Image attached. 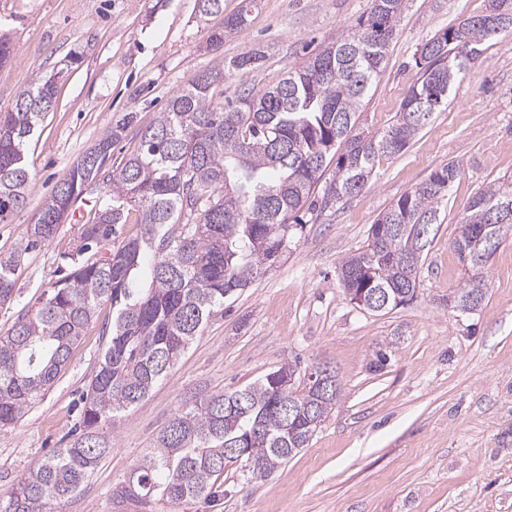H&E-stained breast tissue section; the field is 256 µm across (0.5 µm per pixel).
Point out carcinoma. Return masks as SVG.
Masks as SVG:
<instances>
[{
    "mask_svg": "<svg viewBox=\"0 0 512 512\" xmlns=\"http://www.w3.org/2000/svg\"><path fill=\"white\" fill-rule=\"evenodd\" d=\"M406 2L371 0L368 17L352 32L263 91L246 82L264 53L219 60L177 90L152 125L138 129L140 149L106 179L110 203L82 225L69 272L0 336L2 428L53 385L97 309L112 308L108 340L82 393L79 431L0 495V512H57L111 451L104 429L112 419L143 401L208 322L224 313L225 300L288 251L316 186L324 183L327 202L359 194L379 157L405 151L434 114L447 109L478 46L512 32V0H488L484 12L423 44L415 58L420 76L392 124L371 135L358 132L354 117L384 67ZM253 8V0H241L224 26L211 30L208 46L220 48L224 33L245 25ZM231 76L239 77L242 90L226 100L221 87ZM56 78H37L13 107L0 110L1 222L27 204V146L54 109ZM134 124L130 112L68 169L31 225L35 240L54 238ZM458 175L455 163L440 166L379 216L364 249L339 263L345 293L378 288L390 297L391 311L395 293L418 288L422 249ZM131 209L140 232L112 247V260L97 257L98 241L127 223ZM487 235L496 246L512 237V179L473 196L463 210L453 249L459 259L469 257L473 274L458 291L461 312L485 299L482 269L490 256L478 243ZM21 256H0V304L13 298ZM295 372L281 366L245 388L176 412L116 497L137 502L142 512H156L161 502L211 503L226 464L251 457L253 477H267L306 447L339 393L333 373L330 394L321 396L290 380Z\"/></svg>",
    "mask_w": 512,
    "mask_h": 512,
    "instance_id": "carcinoma-1",
    "label": "carcinoma"
}]
</instances>
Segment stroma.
<instances>
[{"instance_id": "obj_1", "label": "stroma", "mask_w": 512, "mask_h": 512, "mask_svg": "<svg viewBox=\"0 0 512 512\" xmlns=\"http://www.w3.org/2000/svg\"><path fill=\"white\" fill-rule=\"evenodd\" d=\"M248 23L206 47L211 28L235 11L201 20L197 0H0V29L13 52L0 65V109L35 78L62 71L56 105L28 146L31 186L24 210L0 224V255L23 250L14 297L0 304V336L62 278L80 244L65 222L39 248L30 226L57 182L127 113L150 125L168 98L220 59L259 49L249 81L275 84L311 54L354 29L371 0H256ZM487 0H409L387 60L356 114V128H386L418 74L414 56L436 34L480 14ZM457 162L460 174L440 226L419 263L408 304L372 313L353 304L337 277L343 257L363 247L378 216L429 173ZM512 177V35L486 41L456 84L448 108L394 157L380 158L366 188L317 204L280 262L224 304L167 377L117 417L113 447L60 512H141L113 493L182 406L257 381L284 363L334 370L336 404L306 448L271 476L252 479L228 464L222 495L165 512H512V239L484 269L477 311L451 299L467 279L452 242L464 206ZM112 319L101 305L52 387L14 425L0 429V493L38 459L65 447L75 402L102 353ZM391 346L380 370L369 362Z\"/></svg>"}]
</instances>
